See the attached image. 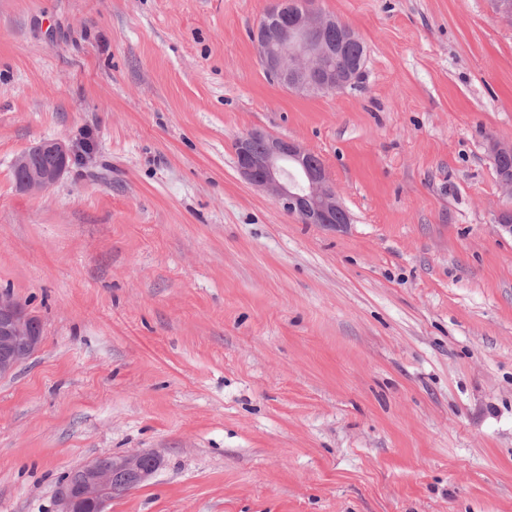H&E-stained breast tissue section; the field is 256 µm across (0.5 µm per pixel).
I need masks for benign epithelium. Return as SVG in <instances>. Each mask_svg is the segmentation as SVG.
I'll return each mask as SVG.
<instances>
[{
	"label": "benign epithelium",
	"mask_w": 512,
	"mask_h": 512,
	"mask_svg": "<svg viewBox=\"0 0 512 512\" xmlns=\"http://www.w3.org/2000/svg\"><path fill=\"white\" fill-rule=\"evenodd\" d=\"M339 21L320 12L312 0H269L252 31L259 60L286 89L320 94L344 85V77L328 65L343 53V44L323 40ZM236 167L253 187L271 195L286 213L302 224L343 227L350 216L325 167L301 144L255 130L235 143ZM91 153L62 140H43L13 161L20 191L34 193L57 184L77 162ZM39 319L19 301L0 295V378L13 373L42 345ZM159 459L149 452L114 455L104 467L90 461L77 468L58 489V512H105L106 489L141 486L155 474Z\"/></svg>",
	"instance_id": "1"
}]
</instances>
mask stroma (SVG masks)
I'll list each match as a JSON object with an SVG mask.
<instances>
[{"mask_svg": "<svg viewBox=\"0 0 512 512\" xmlns=\"http://www.w3.org/2000/svg\"><path fill=\"white\" fill-rule=\"evenodd\" d=\"M268 0H0V294L42 323L0 378V512L148 451L106 512H512V142L495 0H316L362 78L303 95ZM318 155L351 216L302 224L239 174L252 130ZM90 135L19 191L13 159ZM91 155L66 141L43 140L15 157L16 185L25 193L44 191L57 184L76 162H85Z\"/></svg>", "mask_w": 512, "mask_h": 512, "instance_id": "1", "label": "stroma"}]
</instances>
